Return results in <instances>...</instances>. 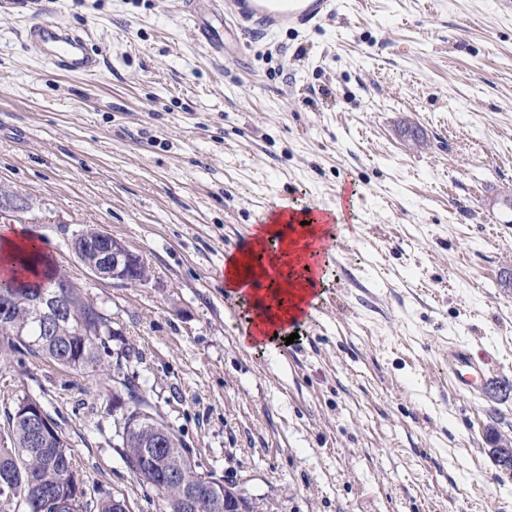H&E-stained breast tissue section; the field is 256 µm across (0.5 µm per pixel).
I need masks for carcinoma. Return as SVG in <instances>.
Here are the masks:
<instances>
[{"mask_svg":"<svg viewBox=\"0 0 512 512\" xmlns=\"http://www.w3.org/2000/svg\"><path fill=\"white\" fill-rule=\"evenodd\" d=\"M60 270L34 281L9 284L8 315L0 310V340L20 355L42 358L57 365L86 370L102 366V355L109 353V319L95 304L70 289V305L65 317L38 320L37 305L56 291ZM92 330L90 336L77 335L78 329ZM122 400L131 417L142 416L138 425L122 435L116 449L128 469L147 489L156 492L164 503V512H182L181 496L199 486L201 464L171 427L154 413L146 396L135 382L124 376L117 379ZM35 403L24 397L8 414L11 447L0 448V488L12 494L3 506L16 501L25 512H126L106 494L87 498L84 481L74 467L73 450L62 433L55 432L43 444L35 443L33 430L23 403Z\"/></svg>","mask_w":512,"mask_h":512,"instance_id":"obj_1","label":"carcinoma"}]
</instances>
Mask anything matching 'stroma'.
I'll return each mask as SVG.
<instances>
[{"instance_id":"1","label":"stroma","mask_w":512,"mask_h":512,"mask_svg":"<svg viewBox=\"0 0 512 512\" xmlns=\"http://www.w3.org/2000/svg\"><path fill=\"white\" fill-rule=\"evenodd\" d=\"M319 27L215 52L180 0L0 6V185L20 224L130 350L153 410L260 512H512V9L500 0H338ZM52 14L88 40L91 76L30 49ZM351 189L321 312L293 344L239 342L224 256L269 206ZM101 227L149 280L115 287L70 251ZM493 355L483 397L448 378V344ZM116 388L0 352V446L39 401L88 494L160 512L114 447Z\"/></svg>"}]
</instances>
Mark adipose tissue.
Here are the masks:
<instances>
[{
	"label": "adipose tissue",
	"instance_id": "1",
	"mask_svg": "<svg viewBox=\"0 0 512 512\" xmlns=\"http://www.w3.org/2000/svg\"><path fill=\"white\" fill-rule=\"evenodd\" d=\"M274 225L257 227L251 242L230 259L224 273V286L236 302L246 307L248 317L241 341L250 347L269 350L275 347V332L300 317L304 291L314 278L313 269H300L299 264L311 251V240L317 229L305 225L296 238L285 243L280 251L287 267H299L298 275L270 274L265 266V238L273 234ZM45 248L27 234L22 225L0 226V280L24 279L16 267L17 257L24 254L43 255Z\"/></svg>",
	"mask_w": 512,
	"mask_h": 512
}]
</instances>
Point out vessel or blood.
<instances>
[{
	"mask_svg": "<svg viewBox=\"0 0 512 512\" xmlns=\"http://www.w3.org/2000/svg\"><path fill=\"white\" fill-rule=\"evenodd\" d=\"M203 2L185 0L183 13L213 49H221V40L202 18ZM226 5L245 31L259 29L268 34L282 30L299 34L317 28L337 10L335 0H226ZM28 41L43 59L67 72L92 75L100 67L98 57L89 51L84 36L54 19L42 18L33 22L28 29ZM278 213L280 232L267 242L268 252L278 253L300 223L310 219L330 231L329 236L318 241V250L324 253L333 246L332 236L338 233L340 220L328 209L315 207L303 211L282 207ZM448 364L449 376L459 391L473 396L482 392L489 373L488 357L474 356L467 345L452 342L448 345Z\"/></svg>",
	"mask_w": 512,
	"mask_h": 512,
	"instance_id": "b4317fda",
	"label": "vessel or blood"
}]
</instances>
